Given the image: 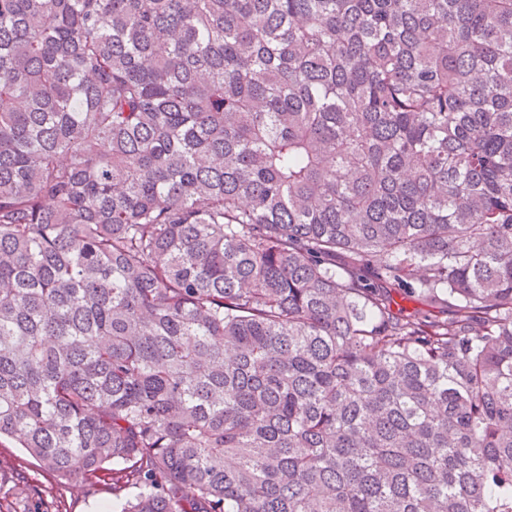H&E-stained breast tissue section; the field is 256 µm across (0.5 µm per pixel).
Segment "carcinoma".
<instances>
[{"label": "carcinoma", "instance_id": "1", "mask_svg": "<svg viewBox=\"0 0 512 512\" xmlns=\"http://www.w3.org/2000/svg\"><path fill=\"white\" fill-rule=\"evenodd\" d=\"M13 437L120 512H512V0H0Z\"/></svg>", "mask_w": 512, "mask_h": 512}]
</instances>
